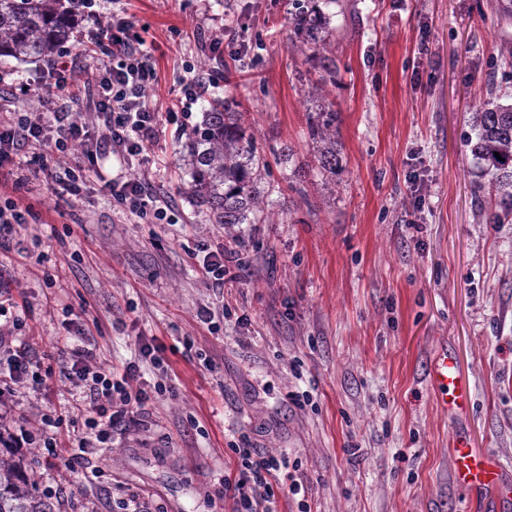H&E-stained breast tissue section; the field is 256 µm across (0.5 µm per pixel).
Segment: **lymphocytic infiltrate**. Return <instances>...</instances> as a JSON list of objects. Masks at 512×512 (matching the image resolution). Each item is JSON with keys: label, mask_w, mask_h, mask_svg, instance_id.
Returning <instances> with one entry per match:
<instances>
[{"label": "lymphocytic infiltrate", "mask_w": 512, "mask_h": 512, "mask_svg": "<svg viewBox=\"0 0 512 512\" xmlns=\"http://www.w3.org/2000/svg\"><path fill=\"white\" fill-rule=\"evenodd\" d=\"M89 42L102 53L84 88L86 106L94 113L93 123L75 122L70 112L55 105V97L68 95L72 84L73 63L64 55L43 66L48 96L41 111L16 112L8 121H0V164L12 161L30 145L44 148L18 168L17 186H27L45 175L76 195L99 156L112 154L128 161L143 155L159 118L158 111L147 103L149 91L158 82L152 54L129 18L117 15L98 28ZM101 189L138 218L159 222L167 218L166 208L158 206L148 186L140 181L120 173L103 180ZM246 251L245 243L239 241L234 247L207 252L200 265L203 276L213 287H223L231 268L244 266ZM21 325L9 306L0 302V355L7 361L6 371H0V408L8 403L12 383L35 390L48 385V375L33 365L25 348L13 343ZM58 369L78 388L85 425L91 431L90 436L76 441L75 455L82 459L89 449L109 446L114 430L145 414L147 405L167 391L160 381L149 387L141 385L139 362H127L119 370L101 367L95 364L91 350L78 344L61 350ZM235 453V470L224 477V500L230 512H279V489L283 486L297 496L299 512H310L301 498L305 484L290 473L287 459L244 444L237 446Z\"/></svg>", "instance_id": "obj_1"}]
</instances>
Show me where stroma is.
I'll return each mask as SVG.
<instances>
[{"label": "stroma", "instance_id": "1", "mask_svg": "<svg viewBox=\"0 0 512 512\" xmlns=\"http://www.w3.org/2000/svg\"><path fill=\"white\" fill-rule=\"evenodd\" d=\"M288 0H97L66 55L122 13L152 49L160 113L143 159L102 162L81 195L14 188L0 168V204L32 205L0 251V291L25 301L17 333L41 370L78 318L101 366L138 358L137 337L155 338L162 367L144 362L148 382L170 393L88 463L61 451L37 455L41 492L60 512H121L143 498L148 512H215L220 480L234 466L233 442L298 461L311 512H498L453 479L456 434L495 458L512 479V224H485L493 209L478 191L467 147L473 107L488 88L512 93V16L496 0H329L336 72L326 84L340 116L343 173L327 196L307 132L302 80L317 71L289 48ZM243 40L246 57H217ZM209 88L190 112L179 103L185 65ZM42 65L0 58L17 86L14 108L46 96ZM247 114L260 152L293 146L309 171L305 196L288 189L289 167L270 180L275 221L247 224L249 264L212 288L191 254L232 245L187 194L174 139L214 98ZM125 172L168 203L170 223L131 216L100 189V176ZM224 310L221 329L199 325V307ZM192 348H185L184 338ZM468 375L466 417L439 407L428 365L441 345ZM217 364L204 368L203 356ZM307 392L311 404L297 403ZM75 388L20 386L10 419L36 437L72 403ZM100 476L88 481L87 467Z\"/></svg>", "mask_w": 512, "mask_h": 512}]
</instances>
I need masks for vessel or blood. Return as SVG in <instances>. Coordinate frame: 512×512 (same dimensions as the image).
<instances>
[{"mask_svg": "<svg viewBox=\"0 0 512 512\" xmlns=\"http://www.w3.org/2000/svg\"><path fill=\"white\" fill-rule=\"evenodd\" d=\"M428 375L439 405L452 416H465L472 399L470 381L448 349L438 350L430 363ZM454 452L458 484L476 495L491 493L502 502L512 498L504 489L505 481L497 464L481 450L471 447L466 437L456 438Z\"/></svg>", "mask_w": 512, "mask_h": 512, "instance_id": "vessel-or-blood-1", "label": "vessel or blood"}]
</instances>
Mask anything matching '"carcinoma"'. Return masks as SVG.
<instances>
[{
    "label": "carcinoma",
    "mask_w": 512,
    "mask_h": 512,
    "mask_svg": "<svg viewBox=\"0 0 512 512\" xmlns=\"http://www.w3.org/2000/svg\"><path fill=\"white\" fill-rule=\"evenodd\" d=\"M293 27L291 49L307 61H317L328 75L336 59L326 55L336 30L333 15L319 0H289ZM82 0H0V58L46 62L58 56L77 24ZM315 109L308 113L309 138L318 168L336 176L343 168L339 113L334 103L312 84ZM473 137L467 146L480 172L490 177L497 198L485 213L491 224L512 220V95L487 94L471 113ZM502 160H497L494 153ZM180 160L189 177V195L206 210L209 223L231 229L239 224H272L273 201L265 184L270 163L248 132L245 113L228 99L215 100L187 133ZM30 448L0 447V512H59L39 491V476L28 462Z\"/></svg>",
    "instance_id": "cac0c4a2"
}]
</instances>
